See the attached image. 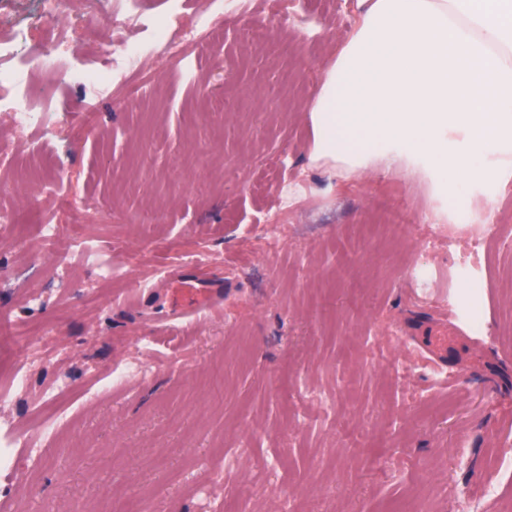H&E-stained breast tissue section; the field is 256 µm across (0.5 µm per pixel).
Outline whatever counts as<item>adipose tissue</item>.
Wrapping results in <instances>:
<instances>
[{"instance_id": "adipose-tissue-1", "label": "adipose tissue", "mask_w": 512, "mask_h": 512, "mask_svg": "<svg viewBox=\"0 0 512 512\" xmlns=\"http://www.w3.org/2000/svg\"><path fill=\"white\" fill-rule=\"evenodd\" d=\"M309 108L310 161L423 174L447 217L512 172V0H357Z\"/></svg>"}]
</instances>
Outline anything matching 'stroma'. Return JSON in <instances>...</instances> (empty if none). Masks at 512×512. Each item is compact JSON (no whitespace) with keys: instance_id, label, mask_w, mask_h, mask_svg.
I'll list each match as a JSON object with an SVG mask.
<instances>
[{"instance_id":"stroma-1","label":"stroma","mask_w":512,"mask_h":512,"mask_svg":"<svg viewBox=\"0 0 512 512\" xmlns=\"http://www.w3.org/2000/svg\"><path fill=\"white\" fill-rule=\"evenodd\" d=\"M356 2L224 0L222 37L148 63L143 100L64 89L46 158L0 114V386L28 341L44 353L0 434L55 425L37 467L0 476L10 512H460L487 486L483 512H512V246L497 241L478 292L455 270L483 212L512 225V179L491 198L462 187L469 224L438 225L430 248L376 212L392 192L432 223L421 177L310 163L307 109ZM60 196L87 222L51 245ZM189 262L227 282L221 311L124 307ZM446 314L460 334L438 370L420 340ZM128 358L152 372L89 397Z\"/></svg>"}]
</instances>
